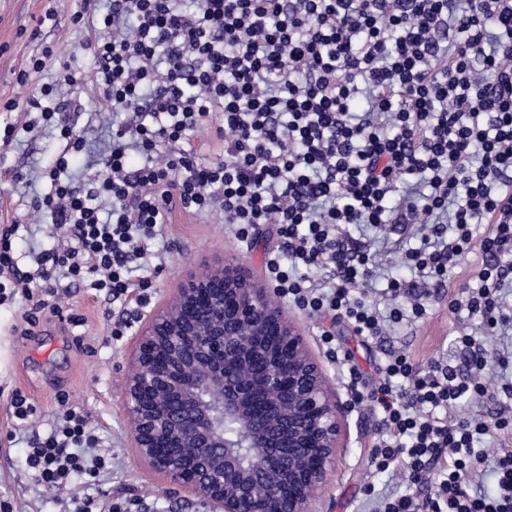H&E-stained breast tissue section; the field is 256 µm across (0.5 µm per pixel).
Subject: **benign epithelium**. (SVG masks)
<instances>
[{"mask_svg": "<svg viewBox=\"0 0 512 512\" xmlns=\"http://www.w3.org/2000/svg\"><path fill=\"white\" fill-rule=\"evenodd\" d=\"M249 350L261 366L243 379L237 361ZM346 408L300 323L244 262L184 274L132 339L123 411L138 423L133 445L210 512H316L345 447ZM226 420L241 439L224 437ZM169 448L200 452L185 467ZM241 448L253 465L240 463ZM258 481L272 487L263 502L252 497Z\"/></svg>", "mask_w": 512, "mask_h": 512, "instance_id": "1", "label": "benign epithelium"}]
</instances>
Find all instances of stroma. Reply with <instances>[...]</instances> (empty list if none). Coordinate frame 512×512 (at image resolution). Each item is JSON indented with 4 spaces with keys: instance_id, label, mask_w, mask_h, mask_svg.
<instances>
[{
    "instance_id": "35a3bbf8",
    "label": "stroma",
    "mask_w": 512,
    "mask_h": 512,
    "mask_svg": "<svg viewBox=\"0 0 512 512\" xmlns=\"http://www.w3.org/2000/svg\"><path fill=\"white\" fill-rule=\"evenodd\" d=\"M49 6L57 11L56 27H43L40 38L31 39L29 30ZM76 8L77 0H0V105L23 100L26 90L18 85L17 75L40 44H54L61 51L59 58L48 62L45 77L54 76L64 63L92 72L93 59L82 47L84 32L71 23ZM62 115L88 129V144L68 172L70 178L80 181L90 175L89 162L107 145L116 118L99 108L90 80L67 95ZM57 148L54 129L21 134L10 146L0 148V166L29 173L48 162ZM421 232V227L410 224H390L383 230L362 226L349 231L350 237L379 252L383 275L378 288H386L393 278L404 283L393 305L407 307L414 300L418 278L405 266L404 253L419 246ZM282 244L273 224L261 225L248 237L238 238L218 216L175 213L162 237L150 245L151 261L160 270L152 276L147 300L141 305L129 303L124 313L131 326L115 340L109 337L110 329L123 311L82 285L61 290L55 310L39 313L30 326L22 319L29 301L18 297L0 303V503H9L14 512H75L78 504L90 496L97 512H110L115 505L121 512H208L200 500L152 472L138 457L131 425L122 410L129 343L141 317L186 272L217 261L241 259L261 277L268 256L281 250ZM285 310L302 323L314 353L334 379L342 399L351 403L346 420L347 449L331 479L324 512H362L371 484L379 490L416 493V486L400 474L373 471L371 446L380 424L369 401L354 402L349 373L357 371L364 385H371L385 353L400 349L423 364L433 360L461 363L463 353L454 338L469 322L466 311L451 310L443 293L420 323L389 329L384 336L371 340L358 335L344 320L318 318L290 303ZM325 331L333 337L331 344L322 341ZM332 346L339 360L331 359L328 349ZM16 391L36 408L28 434L49 431L66 408L88 415L100 439L98 448L110 459L108 470L101 473L96 485L86 486L76 477L63 491L53 492L35 481L26 464V443L12 428L10 400Z\"/></svg>"
}]
</instances>
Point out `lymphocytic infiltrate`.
<instances>
[{
  "label": "lymphocytic infiltrate",
  "mask_w": 512,
  "mask_h": 512,
  "mask_svg": "<svg viewBox=\"0 0 512 512\" xmlns=\"http://www.w3.org/2000/svg\"><path fill=\"white\" fill-rule=\"evenodd\" d=\"M181 2L111 0L100 10L82 0L72 16L92 30L83 47L100 107L124 117L96 178L63 179L86 138L57 116L63 89L88 77L63 68L0 107L27 114L0 127L6 145L55 124L60 152L44 171L52 191L31 207L69 231L66 247L25 271L15 225L0 228V301L82 283L128 305L148 285L133 280V265L171 213L217 212L242 236L277 225L285 252L266 263L276 292L371 338L382 333L369 299L378 260L339 226L417 224L449 210L453 237L433 226L432 251L408 252V265L425 288H442L449 270L479 254L477 287L463 286L449 306L487 331L512 328L501 295L512 283V0H196L191 11ZM203 131L223 143V161H197ZM299 265L323 279L290 275ZM456 342L467 376L397 351L378 368L375 467L399 466L422 492L383 499L376 512H512V422L457 414L465 401L511 394L512 380L484 381L488 351L475 333ZM491 432L496 490L482 495L484 460L472 448ZM97 444L87 416L67 409L29 439L27 463L46 489L74 475L92 485L109 463Z\"/></svg>",
  "instance_id": "obj_1"
}]
</instances>
